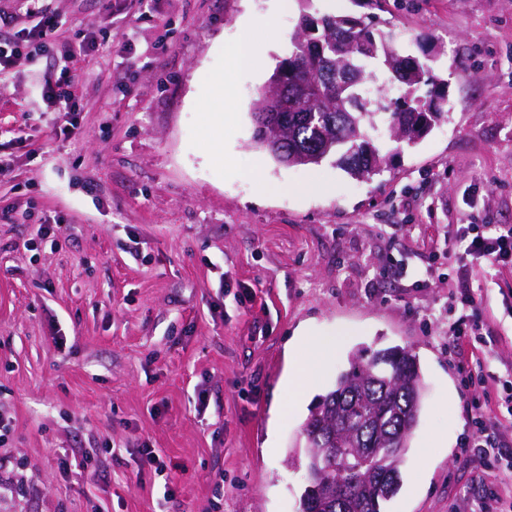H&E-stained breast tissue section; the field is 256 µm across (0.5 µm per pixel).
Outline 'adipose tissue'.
Instances as JSON below:
<instances>
[{"mask_svg": "<svg viewBox=\"0 0 512 512\" xmlns=\"http://www.w3.org/2000/svg\"><path fill=\"white\" fill-rule=\"evenodd\" d=\"M335 347V342L314 340L310 331L296 332L291 342L294 355L284 381V392L301 397L315 390L325 359Z\"/></svg>", "mask_w": 512, "mask_h": 512, "instance_id": "1", "label": "adipose tissue"}]
</instances>
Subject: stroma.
I'll return each instance as SVG.
<instances>
[{
	"instance_id": "stroma-1",
	"label": "stroma",
	"mask_w": 512,
	"mask_h": 512,
	"mask_svg": "<svg viewBox=\"0 0 512 512\" xmlns=\"http://www.w3.org/2000/svg\"><path fill=\"white\" fill-rule=\"evenodd\" d=\"M276 4L48 0L59 27L0 71V512H298L306 475L285 460L318 393L351 351L394 345L417 354L426 397L387 512H475L448 325L456 287L485 288L484 372L512 367V273L449 265L444 237L512 225V0H312L429 48L448 83L445 119L415 145L378 125L386 167L366 182L255 142L253 104L302 11ZM107 15L128 39L103 32ZM245 19L261 64L229 72ZM88 36L94 51L65 61ZM65 65L82 105L69 137L42 93ZM222 72L238 119L219 131L192 99ZM300 329L336 351L282 417Z\"/></svg>"
}]
</instances>
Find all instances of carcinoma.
<instances>
[{"instance_id":"obj_1","label":"carcinoma","mask_w":512,"mask_h":512,"mask_svg":"<svg viewBox=\"0 0 512 512\" xmlns=\"http://www.w3.org/2000/svg\"><path fill=\"white\" fill-rule=\"evenodd\" d=\"M292 49L275 66L269 84L296 85L321 70L345 66L351 85L343 92L323 87V99L295 97L280 109L277 125L292 143L295 165L327 158L352 178L368 180L385 156L371 131L381 120L412 144L438 122L447 105V84L425 57L406 53L397 35L377 28L375 17L302 14ZM386 71L373 95L363 88ZM424 398L418 359L412 350L391 347L365 357L352 355L333 388L303 424L307 485L298 512H383L401 487V462L417 427Z\"/></svg>"}]
</instances>
